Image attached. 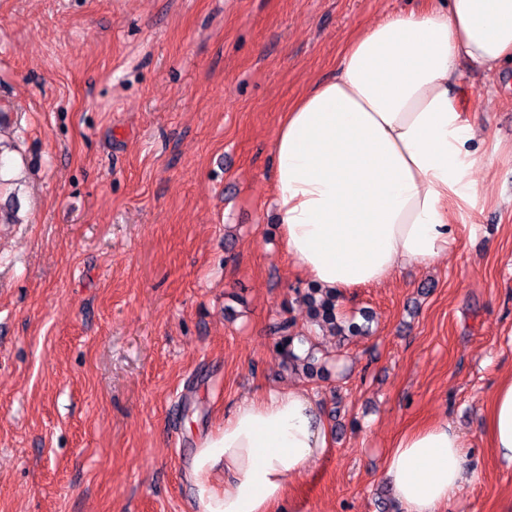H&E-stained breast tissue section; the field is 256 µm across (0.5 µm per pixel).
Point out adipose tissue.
<instances>
[{"label":"adipose tissue","instance_id":"ef3b65f1","mask_svg":"<svg viewBox=\"0 0 512 512\" xmlns=\"http://www.w3.org/2000/svg\"><path fill=\"white\" fill-rule=\"evenodd\" d=\"M512 59V0H448L375 21L338 73L285 112L273 145L277 231L299 272L336 294L428 264L455 239L448 198L478 194L473 130L450 101L465 60L496 77ZM512 462V377L484 422ZM330 436L299 389L242 401L206 434L187 477L200 512H275ZM400 512H441L474 477L465 441L439 421L402 435L385 463Z\"/></svg>","mask_w":512,"mask_h":512}]
</instances>
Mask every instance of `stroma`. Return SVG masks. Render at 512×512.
Masks as SVG:
<instances>
[{
	"instance_id": "stroma-1",
	"label": "stroma",
	"mask_w": 512,
	"mask_h": 512,
	"mask_svg": "<svg viewBox=\"0 0 512 512\" xmlns=\"http://www.w3.org/2000/svg\"><path fill=\"white\" fill-rule=\"evenodd\" d=\"M421 0H0V512H199L197 440L243 400L305 390L328 452L280 512H397L383 471L448 421L477 470L443 512H506L484 432L512 375V67L464 70L480 192L429 266L346 290L372 332L317 336L328 379L270 327L315 334L283 250L272 148L352 36ZM274 333L277 334L279 338L277 342V352L286 367L292 370L301 369L310 378H327L328 371L325 364L315 356L313 348H310L305 357H300L294 352V342L295 351L298 354H302L305 350L304 346H301L295 341L296 339L303 341L304 336L295 332L291 321L285 318L277 323L274 326ZM278 345H281L282 351L278 350Z\"/></svg>"
}]
</instances>
